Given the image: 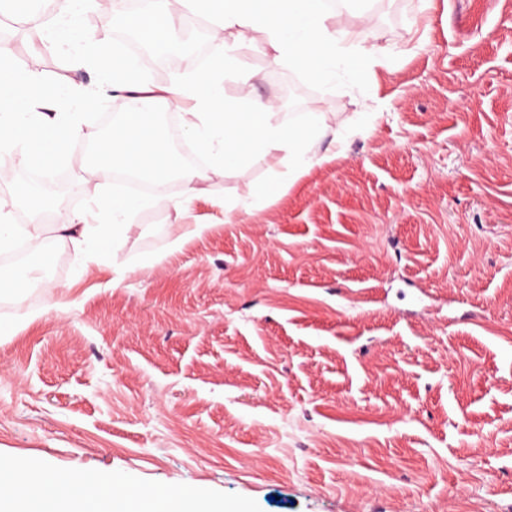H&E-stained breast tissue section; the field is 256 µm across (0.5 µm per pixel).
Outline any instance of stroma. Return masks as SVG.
I'll use <instances>...</instances> for the list:
<instances>
[{
  "label": "stroma",
  "instance_id": "obj_1",
  "mask_svg": "<svg viewBox=\"0 0 512 512\" xmlns=\"http://www.w3.org/2000/svg\"><path fill=\"white\" fill-rule=\"evenodd\" d=\"M330 24L372 66L315 82L257 28L251 84L220 83L320 113L321 163L204 160V195L169 179L103 252L46 232L55 262L0 309V460L226 512H512V0H341ZM0 51L95 85L49 39ZM88 178L79 146L57 214L100 223Z\"/></svg>",
  "mask_w": 512,
  "mask_h": 512
}]
</instances>
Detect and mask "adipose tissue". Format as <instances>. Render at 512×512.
I'll list each match as a JSON object with an SVG mask.
<instances>
[{
  "label": "adipose tissue",
  "instance_id": "obj_1",
  "mask_svg": "<svg viewBox=\"0 0 512 512\" xmlns=\"http://www.w3.org/2000/svg\"><path fill=\"white\" fill-rule=\"evenodd\" d=\"M211 13L227 30H236L245 42L249 29L260 26L280 58L296 63L320 79H332L337 66L351 68V57L341 54L339 39L328 24L322 0H207ZM112 88L125 93L127 110L110 135L97 139L90 159L95 189H104L117 171L134 170L156 183L176 176L190 196L201 194L196 169L178 165L159 133L155 104L183 112L187 134L205 155L215 158L223 170L245 164L258 151L281 153L289 169L303 171L316 159L313 143L325 133L318 113H307L302 126L273 123L269 102L243 98L221 100L211 72L173 81L164 88L150 87L136 74L133 60L112 58ZM143 205L141 198L112 194L107 201L106 223L90 224L81 213L63 216L60 232L69 235L79 251L106 250L110 237L124 234L129 217ZM159 504L161 512H209L207 505L186 492L132 495L113 488L110 495H95V483L77 472H58L37 477L29 488L19 485V471L0 463V512H135L136 506Z\"/></svg>",
  "mask_w": 512,
  "mask_h": 512
}]
</instances>
